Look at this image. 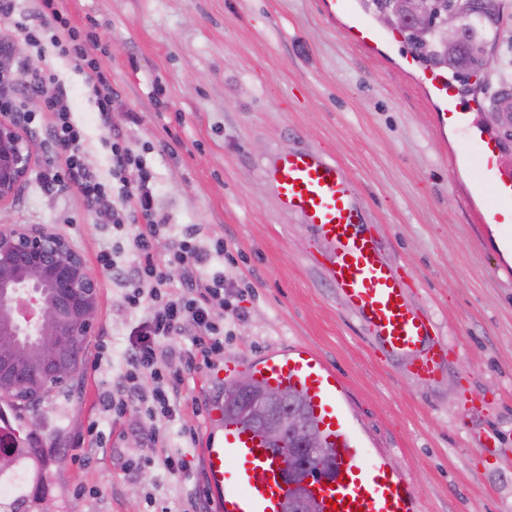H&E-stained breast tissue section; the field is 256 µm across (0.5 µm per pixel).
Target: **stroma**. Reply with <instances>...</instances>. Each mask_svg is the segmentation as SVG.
Returning <instances> with one entry per match:
<instances>
[{
	"instance_id": "obj_1",
	"label": "stroma",
	"mask_w": 512,
	"mask_h": 512,
	"mask_svg": "<svg viewBox=\"0 0 512 512\" xmlns=\"http://www.w3.org/2000/svg\"><path fill=\"white\" fill-rule=\"evenodd\" d=\"M482 44L488 63L459 83L482 102L480 122L503 136L490 112L512 110V0H497ZM78 28L95 26L103 66L117 94L112 128L154 175L159 212L174 234L190 227L201 242L223 238L235 258L228 280L244 287L242 322H232L225 359L252 362L268 349L300 345L320 356L345 387L344 414L364 447L388 454L410 480L417 512H512V263L497 247L512 224L478 221L469 200L473 174L449 173L458 135L441 133L430 101L399 60L406 36L368 52L330 18L325 0H64ZM0 70V93L22 66L47 68L65 83L83 128L85 163L109 170L110 149L80 75L56 55L38 56L21 37ZM139 123H131L129 113ZM302 146L340 165L361 195L365 229L404 278L411 308L427 316L448 346L444 372L425 383L408 359L383 358L372 333L326 280L331 253L313 225L283 210L261 167L276 151ZM1 224H28L68 239L91 272L102 245L126 240L96 223L77 194H44L35 174L0 209ZM127 289L100 278L97 322L79 383L54 393L7 427L35 431L57 449L48 496L78 512H184L207 493L201 445L183 450L186 479L143 465L138 416L102 417L99 398L125 369L122 351L135 316ZM224 381L207 366L184 370L180 390L197 407L182 415L206 433L209 403ZM101 417L103 443L86 428Z\"/></svg>"
}]
</instances>
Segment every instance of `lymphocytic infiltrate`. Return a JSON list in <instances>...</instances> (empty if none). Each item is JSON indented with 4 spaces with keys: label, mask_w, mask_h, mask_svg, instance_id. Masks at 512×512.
I'll list each match as a JSON object with an SVG mask.
<instances>
[{
    "label": "lymphocytic infiltrate",
    "mask_w": 512,
    "mask_h": 512,
    "mask_svg": "<svg viewBox=\"0 0 512 512\" xmlns=\"http://www.w3.org/2000/svg\"><path fill=\"white\" fill-rule=\"evenodd\" d=\"M0 17L14 19L17 31L38 54L51 50L73 63L94 100L98 123L109 133V180L119 184L118 204L102 209L98 203L107 192L108 180H102L84 162L81 147L85 135L72 119L65 85L55 75L35 69L23 73L13 96H0V112L20 111L32 96L43 98L46 132L57 148V160L40 173L42 190H75L93 210L96 223L125 228L135 256L132 263L121 265L110 250H100L97 255L102 269L126 285V307L139 314L124 350L125 370L101 400L103 413L115 418L129 413L160 416L168 424L179 413L183 369L224 350V300L231 283L222 272L212 270L211 264L230 260L231 255L223 239L204 245L198 239V230L190 229L175 239L164 262L155 261L154 242L166 234L169 226L155 211L151 170L112 130L115 95L111 75L97 55V34H80L62 0H31L24 10L19 8L18 0H0ZM188 329L193 332L191 349L170 344V337ZM167 424L146 435L147 447L167 450ZM146 462L172 479L183 477L187 470L177 451L147 457Z\"/></svg>",
    "instance_id": "f902f5d3"
}]
</instances>
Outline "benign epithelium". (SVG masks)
Masks as SVG:
<instances>
[{
    "mask_svg": "<svg viewBox=\"0 0 512 512\" xmlns=\"http://www.w3.org/2000/svg\"><path fill=\"white\" fill-rule=\"evenodd\" d=\"M435 0H396L386 15L392 28L429 26ZM473 0H451L440 15V27L453 50ZM36 160L34 143L24 134L15 112L0 113V207L18 193ZM97 280L83 258L61 235L22 224L0 225V337L35 338L22 358L15 347H0V394L48 396L51 381L71 378L61 363L63 350L77 336H89L97 319ZM279 391L269 388L244 413L271 439L297 437L299 456L324 451L320 433L305 425L299 413H283Z\"/></svg>",
    "mask_w": 512,
    "mask_h": 512,
    "instance_id": "7a95c632",
    "label": "benign epithelium"
}]
</instances>
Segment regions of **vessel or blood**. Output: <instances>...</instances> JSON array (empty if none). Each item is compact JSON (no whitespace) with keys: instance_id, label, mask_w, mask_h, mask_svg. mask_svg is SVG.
I'll return each instance as SVG.
<instances>
[{"instance_id":"obj_1","label":"vessel or blood","mask_w":512,"mask_h":512,"mask_svg":"<svg viewBox=\"0 0 512 512\" xmlns=\"http://www.w3.org/2000/svg\"><path fill=\"white\" fill-rule=\"evenodd\" d=\"M356 0H335L349 17L347 31L360 46L373 49L387 43L356 10ZM418 82L432 102L443 128L462 139L449 166L473 169V193L491 195L489 223H512V170L500 163V140L476 122L479 102H462L453 83L432 70L421 71ZM282 207L301 223L314 225L330 243L333 254L323 272L341 298L372 331L387 356L413 360L425 380L440 371L444 344L434 336L430 321L408 304L397 272L382 257L377 239L363 224L364 205L344 169L319 152L295 150L272 155L262 168ZM266 386L297 392L333 448L331 473L312 481L307 491L320 512H415L410 482L379 452L362 448L347 426L340 402L342 386L335 372L302 346L272 350L249 367ZM206 479L216 512H284L294 489L288 482L287 454L242 419L209 411L204 438Z\"/></svg>"}]
</instances>
